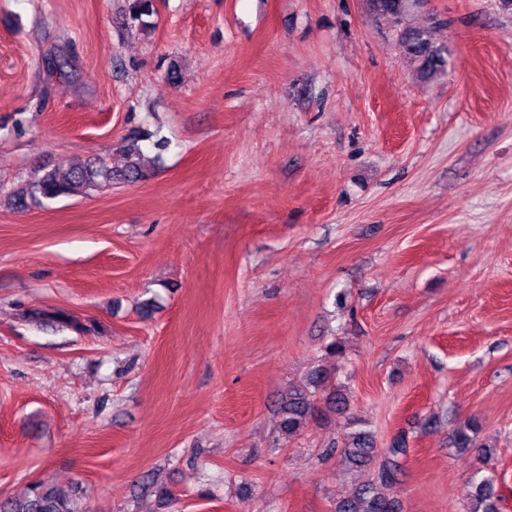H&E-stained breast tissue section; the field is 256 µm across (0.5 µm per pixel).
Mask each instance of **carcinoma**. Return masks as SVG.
<instances>
[{"label": "carcinoma", "instance_id": "carcinoma-1", "mask_svg": "<svg viewBox=\"0 0 512 512\" xmlns=\"http://www.w3.org/2000/svg\"><path fill=\"white\" fill-rule=\"evenodd\" d=\"M375 11L384 19H395L409 10L416 0H373ZM152 0H132L129 19L138 26H145L143 17L152 14ZM401 47L406 55L417 63L422 75L434 78L448 66V49L433 44L429 29L416 27L401 35ZM141 134L133 132L124 148L126 164L115 169L108 164L86 163L73 165L61 172L56 168L34 174L26 183L13 191L11 200L18 210L40 208L48 200L72 196L113 184H130L149 176L151 160L144 154L139 141ZM29 320L41 327L55 330H72L84 333L90 326L80 317L44 308L28 311ZM344 345L336 337L325 343L322 363L310 371L305 382L290 385L280 394L277 440L289 442L300 436L311 421L321 413L320 405L334 412L346 410L349 398L346 390L336 387L331 365L343 357ZM479 422L471 419L458 427L452 435V447L467 451L476 447ZM339 452L342 473L374 471V476L357 483L353 491L333 504L332 512H401L400 501L391 492L402 469L407 454L406 438H393L384 453H379L375 434L360 426L343 435ZM501 496L494 476H476L472 479V492L467 512H500ZM0 512H78L74 501L57 489L43 483L33 485L21 499L0 498Z\"/></svg>", "mask_w": 512, "mask_h": 512}]
</instances>
